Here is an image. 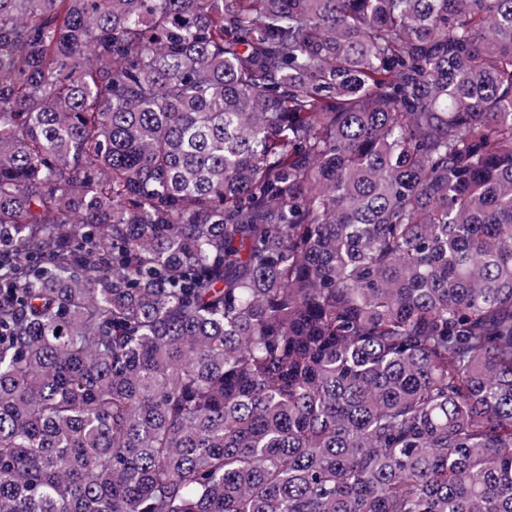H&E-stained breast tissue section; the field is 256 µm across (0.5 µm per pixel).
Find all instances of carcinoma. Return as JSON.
Segmentation results:
<instances>
[{
  "mask_svg": "<svg viewBox=\"0 0 512 512\" xmlns=\"http://www.w3.org/2000/svg\"><path fill=\"white\" fill-rule=\"evenodd\" d=\"M0 512H512V0H0Z\"/></svg>",
  "mask_w": 512,
  "mask_h": 512,
  "instance_id": "obj_1",
  "label": "carcinoma"
}]
</instances>
